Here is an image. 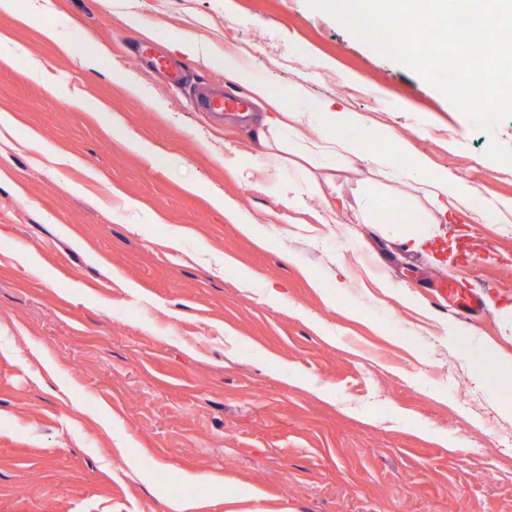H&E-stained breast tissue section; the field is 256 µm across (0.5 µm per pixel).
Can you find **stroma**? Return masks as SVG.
Here are the masks:
<instances>
[{"label":"stroma","mask_w":512,"mask_h":512,"mask_svg":"<svg viewBox=\"0 0 512 512\" xmlns=\"http://www.w3.org/2000/svg\"><path fill=\"white\" fill-rule=\"evenodd\" d=\"M226 49L283 107L341 113L364 156L312 133L267 159L252 118L198 111L204 88L249 96ZM1 113L0 512H512L488 361L512 356V223L469 214L458 257V216L408 251L361 208L433 210L367 161L389 147L512 201V117L480 129L306 0H15ZM448 281L484 311L456 316Z\"/></svg>","instance_id":"1"}]
</instances>
